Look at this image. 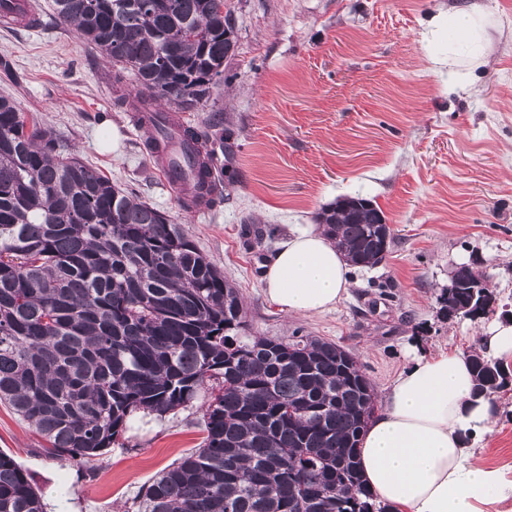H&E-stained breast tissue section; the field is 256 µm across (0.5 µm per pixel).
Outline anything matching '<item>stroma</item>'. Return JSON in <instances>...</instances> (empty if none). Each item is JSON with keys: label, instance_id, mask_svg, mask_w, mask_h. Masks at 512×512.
I'll list each match as a JSON object with an SVG mask.
<instances>
[{"label": "stroma", "instance_id": "1", "mask_svg": "<svg viewBox=\"0 0 512 512\" xmlns=\"http://www.w3.org/2000/svg\"><path fill=\"white\" fill-rule=\"evenodd\" d=\"M39 29H0V54L19 81L0 96L38 114L61 148L112 184L180 224L245 304L250 332L301 333L358 359L383 394L413 357L468 353L482 331L512 312V0H227L238 51L207 100L186 109L191 127L220 121L238 145L233 182L208 214L183 209L156 170L148 129L119 94L136 89L61 24L52 0H36ZM479 5L498 20L495 63L454 92L425 39L448 8ZM344 196L373 201L394 242L373 268H352L332 309L289 316L264 292L265 266L282 242L317 228L316 215ZM481 259L498 313L442 321L436 298L455 266ZM211 388L164 416L138 414L84 468L49 457L42 441L0 403V451L27 470L43 498L69 486L71 512H138L142 489L200 447ZM475 445L485 465L512 482V387Z\"/></svg>", "mask_w": 512, "mask_h": 512}]
</instances>
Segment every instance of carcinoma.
<instances>
[{
	"mask_svg": "<svg viewBox=\"0 0 512 512\" xmlns=\"http://www.w3.org/2000/svg\"><path fill=\"white\" fill-rule=\"evenodd\" d=\"M225 0H54L56 18L138 80L132 108L156 132L165 100L181 110L207 98L224 73L231 12ZM186 131L191 208L212 193L213 144ZM325 236L351 266L381 263L394 237L363 197L321 211ZM464 288L437 297L463 319L492 311L497 295L467 269ZM312 336L247 335L237 290L183 228L112 185L52 133L0 97V403L48 444L89 464L137 413L185 407L205 382L219 392L206 436L145 487L144 512H391L364 486L359 438L376 393L360 364ZM474 397L505 390L504 362L470 353ZM0 512H44L28 473L0 451Z\"/></svg>",
	"mask_w": 512,
	"mask_h": 512,
	"instance_id": "obj_1",
	"label": "carcinoma"
}]
</instances>
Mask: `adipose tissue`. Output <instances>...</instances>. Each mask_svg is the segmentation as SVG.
<instances>
[{
	"instance_id": "1",
	"label": "adipose tissue",
	"mask_w": 512,
	"mask_h": 512,
	"mask_svg": "<svg viewBox=\"0 0 512 512\" xmlns=\"http://www.w3.org/2000/svg\"><path fill=\"white\" fill-rule=\"evenodd\" d=\"M496 26L475 6L432 20L430 30L447 35L445 65L472 71L491 64ZM349 271L323 234L304 230L268 264L265 291L285 314L314 315L347 294ZM472 391L470 362L454 351L416 357L398 374L358 449L363 479L378 501L397 512H499L503 475L479 463L471 447L494 417Z\"/></svg>"
}]
</instances>
